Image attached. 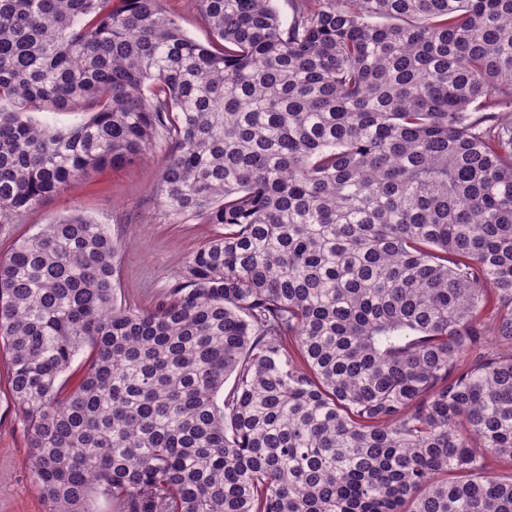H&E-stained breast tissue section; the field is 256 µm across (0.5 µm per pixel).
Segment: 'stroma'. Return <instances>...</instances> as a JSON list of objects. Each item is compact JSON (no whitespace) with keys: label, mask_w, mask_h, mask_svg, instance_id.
<instances>
[{"label":"stroma","mask_w":512,"mask_h":512,"mask_svg":"<svg viewBox=\"0 0 512 512\" xmlns=\"http://www.w3.org/2000/svg\"><path fill=\"white\" fill-rule=\"evenodd\" d=\"M164 147L128 167L92 171L77 185L48 198L10 224H0V257L21 238L75 212L111 225L121 241L117 299L136 307L155 304L182 261L216 232L192 216L171 219L156 205ZM0 512H44L32 476L27 434L9 391L7 355H0Z\"/></svg>","instance_id":"obj_1"}]
</instances>
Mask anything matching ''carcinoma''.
Listing matches in <instances>:
<instances>
[{"instance_id":"1","label":"carcinoma","mask_w":512,"mask_h":512,"mask_svg":"<svg viewBox=\"0 0 512 512\" xmlns=\"http://www.w3.org/2000/svg\"><path fill=\"white\" fill-rule=\"evenodd\" d=\"M290 2L0 0V223L162 142L222 228L143 309L81 213L0 259L46 512H512V0ZM163 1L164 10L179 21L182 29L190 37L202 43L210 39V30L199 11L197 0Z\"/></svg>"}]
</instances>
